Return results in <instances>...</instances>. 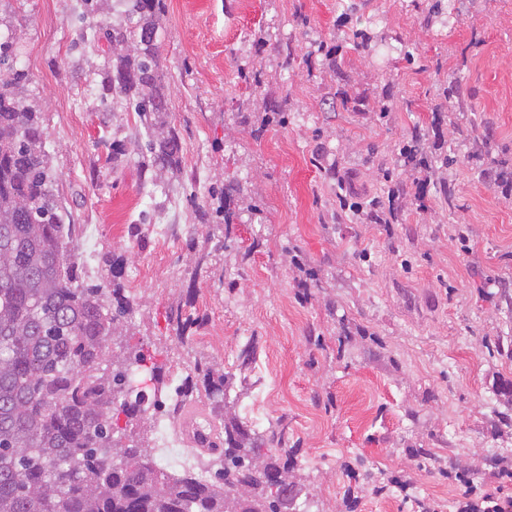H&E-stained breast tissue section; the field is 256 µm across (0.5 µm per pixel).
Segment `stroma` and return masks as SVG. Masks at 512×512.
<instances>
[{"instance_id":"1","label":"stroma","mask_w":512,"mask_h":512,"mask_svg":"<svg viewBox=\"0 0 512 512\" xmlns=\"http://www.w3.org/2000/svg\"><path fill=\"white\" fill-rule=\"evenodd\" d=\"M165 4L178 176L143 171L142 123L102 96L111 53L88 31L122 23L121 0H0L70 247L133 300L110 350L167 381L197 360L233 373L227 417L286 431L296 512H454L453 472L512 462V196L493 163H512V0ZM273 105L285 123L261 127ZM416 131L425 177L400 157ZM233 177L227 237L202 214ZM373 202L397 222L358 214ZM176 310L203 319L190 340ZM394 475L407 493L374 494Z\"/></svg>"}]
</instances>
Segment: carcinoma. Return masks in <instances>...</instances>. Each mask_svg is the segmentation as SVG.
Listing matches in <instances>:
<instances>
[{"mask_svg":"<svg viewBox=\"0 0 512 512\" xmlns=\"http://www.w3.org/2000/svg\"><path fill=\"white\" fill-rule=\"evenodd\" d=\"M163 0H124L127 23L105 29L112 59L101 79L104 95L134 107L141 123L160 129L141 149L150 170L180 171L179 132L165 126L168 88L157 46ZM14 42L0 40V512H226L237 488L255 512H291L280 484L292 478L272 450L287 446L272 429L256 443L244 426L220 428L230 373L195 362L210 401L197 444L221 458L217 480L174 475L114 422L112 410L144 419L147 389L130 391V366L160 383L162 368L142 352L109 356L132 301L123 289L107 294L84 284L67 250L40 117L18 97L28 75L14 65ZM420 134L400 148L421 165ZM236 179L212 192L224 203L230 240Z\"/></svg>","mask_w":512,"mask_h":512,"instance_id":"carcinoma-1","label":"carcinoma"}]
</instances>
